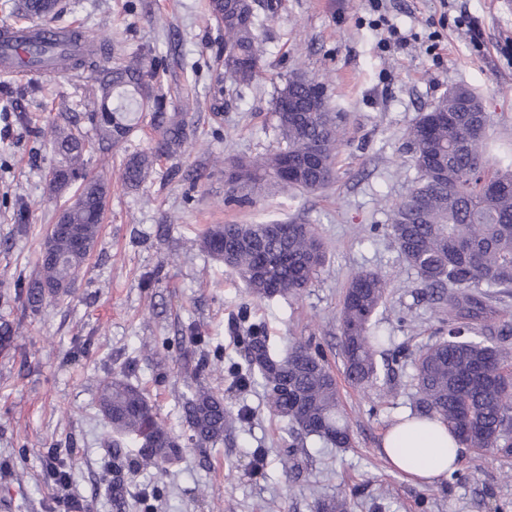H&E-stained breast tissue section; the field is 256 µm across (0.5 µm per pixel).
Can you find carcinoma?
I'll return each mask as SVG.
<instances>
[{
    "instance_id": "cac0c4a2",
    "label": "carcinoma",
    "mask_w": 512,
    "mask_h": 512,
    "mask_svg": "<svg viewBox=\"0 0 512 512\" xmlns=\"http://www.w3.org/2000/svg\"><path fill=\"white\" fill-rule=\"evenodd\" d=\"M57 0H25V12L37 19L54 14ZM209 11L224 31V49L234 62L248 63L239 82L255 76L264 48L252 0H209ZM112 56V42L96 51L73 55L70 71H87L88 96L97 112H65L48 124L61 164L45 178L47 192L57 195L73 184L79 194L53 225L41 252L37 273L18 279L14 298L34 307L45 297L69 294L98 244L109 194L102 177L86 175L89 156L124 147L137 128L134 113L152 110L165 127V138L151 153H134L121 178L138 187L151 178L158 158L186 140L184 122L163 112L162 102L144 91L143 69L136 60L119 67L101 62ZM312 80L296 74L277 91L276 101L302 96ZM281 146L258 159L232 164L238 187L260 194L269 181L283 191H314L336 177L339 116L322 111L275 110ZM92 125L86 137L82 122ZM490 123L478 94L465 87L448 90L407 131L417 178L407 196L390 209L387 235L427 289L437 290L448 306V336L421 351L414 360L415 396L411 416L447 424L464 448H495L512 455V347L483 336H511L512 326L496 331L483 321L492 302L512 295V162L491 153L488 133L465 138L472 123ZM321 153L322 173L279 180L283 165H300L313 149ZM202 248L235 271L259 299L298 295L324 262L323 245L313 225L288 221L216 224L203 233ZM386 280L375 272L354 274L340 310L341 346L347 378L371 387L381 377L377 357L385 356L392 337L372 328L384 303ZM246 382L259 384L270 409L287 420L288 435L316 437L337 448L351 444L336 378L318 353L294 342L285 354H270L265 336L253 327L245 336ZM97 405L107 424L106 442L115 448L143 439L139 468L162 469L180 448L157 417L144 389L125 375L100 382ZM184 420L199 447L224 439L234 415L224 397L211 389H194L186 398ZM316 512H351L344 495L319 500Z\"/></svg>"
}]
</instances>
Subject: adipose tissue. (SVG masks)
Wrapping results in <instances>:
<instances>
[{
	"label": "adipose tissue",
	"mask_w": 512,
	"mask_h": 512,
	"mask_svg": "<svg viewBox=\"0 0 512 512\" xmlns=\"http://www.w3.org/2000/svg\"><path fill=\"white\" fill-rule=\"evenodd\" d=\"M382 448L395 470L431 483L454 470L460 444L441 422L412 418L391 428Z\"/></svg>",
	"instance_id": "obj_1"
}]
</instances>
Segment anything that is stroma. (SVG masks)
<instances>
[{"instance_id": "1", "label": "stroma", "mask_w": 512, "mask_h": 512, "mask_svg": "<svg viewBox=\"0 0 512 512\" xmlns=\"http://www.w3.org/2000/svg\"><path fill=\"white\" fill-rule=\"evenodd\" d=\"M276 1L272 11L269 0H254L265 53L255 79L236 83L224 73V33L206 0H58L51 26L110 37L113 64L139 59L187 138L137 188L119 174L126 155L155 146L149 119L125 149L92 158L90 175L110 184L98 245L75 290L34 314L8 296L15 279L35 274L57 211L76 199L72 188L47 193L60 157L42 131L58 113L87 106L81 81L0 75V197L22 196L29 208L21 225L0 209V321L17 328L12 348L0 351V512H59L46 480L57 463L92 512H140L152 488L153 512H313L317 499L338 494L352 512H512V457L466 448L458 468L473 480L419 483L382 452L388 429L411 411L413 358L448 330L384 231L416 176L406 132L448 89L466 86L482 97L496 145L512 152V0H382L377 11L369 0ZM384 17L405 43L389 38ZM471 21L480 41L470 38ZM298 68L343 118L336 179L310 193L242 197L224 172L278 148L273 99ZM19 107L31 123L14 122ZM268 220L315 225L325 243V264L300 296L257 299L201 246L210 225ZM359 271L387 280L375 321L394 338L388 369L366 389L348 382L340 350L341 301ZM252 324L275 354L302 340L323 356L349 447L289 439L263 389L237 381ZM216 349L224 368L197 371ZM126 369L183 447L163 471L132 467L136 447L117 453L103 443L98 384ZM200 386L245 414L205 448L191 444L182 417L185 396Z\"/></svg>"}]
</instances>
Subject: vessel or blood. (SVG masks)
<instances>
[{"mask_svg": "<svg viewBox=\"0 0 512 512\" xmlns=\"http://www.w3.org/2000/svg\"><path fill=\"white\" fill-rule=\"evenodd\" d=\"M42 31L39 24L0 27L1 74L22 75L32 81L63 74L62 57L73 49L70 31L58 29L57 41L50 47L43 43Z\"/></svg>", "mask_w": 512, "mask_h": 512, "instance_id": "1", "label": "vessel or blood"}]
</instances>
